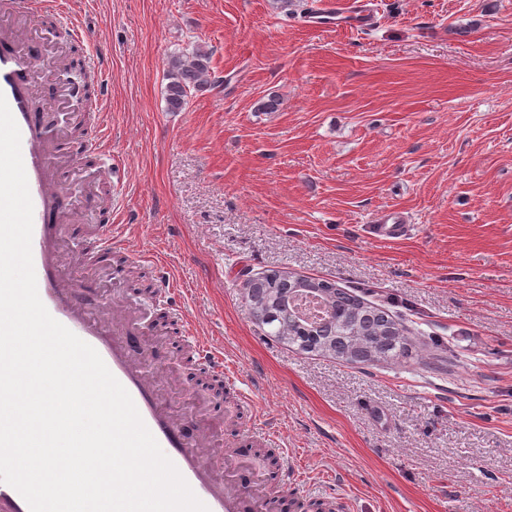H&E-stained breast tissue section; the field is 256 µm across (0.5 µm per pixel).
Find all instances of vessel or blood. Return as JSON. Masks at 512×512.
Instances as JSON below:
<instances>
[{"label": "vessel or blood", "mask_w": 512, "mask_h": 512, "mask_svg": "<svg viewBox=\"0 0 512 512\" xmlns=\"http://www.w3.org/2000/svg\"><path fill=\"white\" fill-rule=\"evenodd\" d=\"M33 55L16 30L0 27V94L4 95L21 135V154L33 203L32 256L39 297L51 316L91 345L130 394L144 423L164 454L175 464L209 512H260L245 485L232 486L214 477L215 463L199 448L188 424L175 420L150 379L145 361L138 359L127 337L107 327L103 314L91 312L80 280L60 276L59 237L52 225L62 201L51 181L49 136L29 108L36 84ZM409 231L403 217L382 215L373 233L383 240ZM0 512H30L24 498L0 482Z\"/></svg>", "instance_id": "vessel-or-blood-1"}]
</instances>
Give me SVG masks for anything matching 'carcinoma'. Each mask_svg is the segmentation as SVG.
<instances>
[{
	"label": "carcinoma",
	"mask_w": 512,
	"mask_h": 512,
	"mask_svg": "<svg viewBox=\"0 0 512 512\" xmlns=\"http://www.w3.org/2000/svg\"><path fill=\"white\" fill-rule=\"evenodd\" d=\"M210 57L195 53L187 60L173 56L168 62L166 101L177 111L186 104L188 92L208 85ZM261 293L248 310L252 318L269 328L271 336H286V344L303 352L328 354L360 365H372L409 353L410 336L416 328L405 319L364 301L354 293L322 279L299 280L284 272L260 276Z\"/></svg>",
	"instance_id": "carcinoma-1"
}]
</instances>
